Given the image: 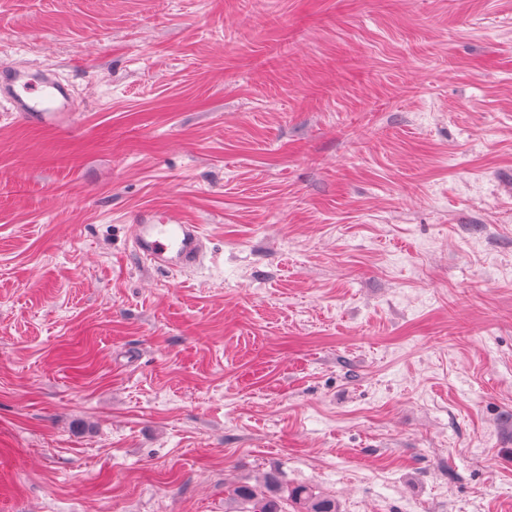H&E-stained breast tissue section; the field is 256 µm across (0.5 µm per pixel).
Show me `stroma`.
Segmentation results:
<instances>
[{
  "label": "stroma",
  "instance_id": "1",
  "mask_svg": "<svg viewBox=\"0 0 512 512\" xmlns=\"http://www.w3.org/2000/svg\"><path fill=\"white\" fill-rule=\"evenodd\" d=\"M1 62L80 112L0 105V512H512V0H0ZM0 103L22 119L71 130L79 112L70 85L49 70L0 65ZM130 224L133 251L147 264L166 271L195 269L206 257L197 224H185L170 211L141 210ZM279 473H268L262 484H242L227 491L225 512H339L336 501L315 494L305 486L287 489L284 495ZM290 512V511H289Z\"/></svg>",
  "mask_w": 512,
  "mask_h": 512
}]
</instances>
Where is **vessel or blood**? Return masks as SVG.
I'll use <instances>...</instances> for the list:
<instances>
[{
    "instance_id": "vessel-or-blood-1",
    "label": "vessel or blood",
    "mask_w": 512,
    "mask_h": 512,
    "mask_svg": "<svg viewBox=\"0 0 512 512\" xmlns=\"http://www.w3.org/2000/svg\"><path fill=\"white\" fill-rule=\"evenodd\" d=\"M0 103L20 118L59 129H73L78 107L69 84L53 72L20 64L0 65ZM134 252L166 271L196 268L205 258L199 225L170 211L141 210L130 226Z\"/></svg>"
}]
</instances>
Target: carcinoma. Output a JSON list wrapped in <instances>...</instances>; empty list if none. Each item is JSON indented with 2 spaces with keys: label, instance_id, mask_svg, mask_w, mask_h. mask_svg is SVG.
I'll use <instances>...</instances> for the list:
<instances>
[{
  "label": "carcinoma",
  "instance_id": "cac0c4a2",
  "mask_svg": "<svg viewBox=\"0 0 512 512\" xmlns=\"http://www.w3.org/2000/svg\"><path fill=\"white\" fill-rule=\"evenodd\" d=\"M225 512H339L336 501L315 494L305 486L284 491L281 477L272 472L262 484H242L227 491Z\"/></svg>",
  "mask_w": 512,
  "mask_h": 512
}]
</instances>
